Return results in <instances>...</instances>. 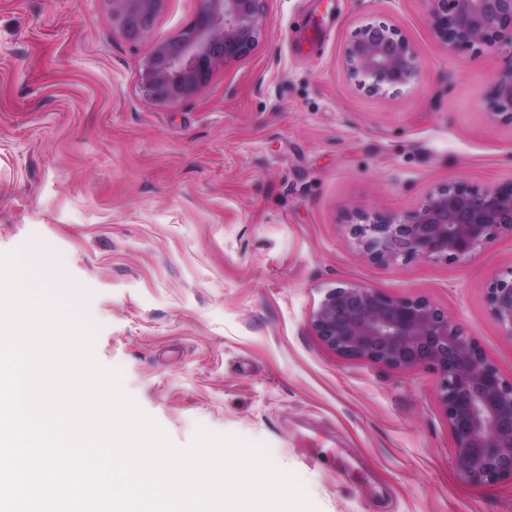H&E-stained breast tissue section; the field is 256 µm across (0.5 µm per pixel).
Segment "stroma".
I'll use <instances>...</instances> for the list:
<instances>
[{
  "mask_svg": "<svg viewBox=\"0 0 512 512\" xmlns=\"http://www.w3.org/2000/svg\"><path fill=\"white\" fill-rule=\"evenodd\" d=\"M197 9L165 0L134 45L106 0H0V253L44 256L175 445L200 426L261 445L320 512H512V484L459 480L438 373L342 357L311 323L336 286L425 298L512 378L486 300L512 233L467 262L388 266L347 234L358 208L512 183V125L477 103L505 55L444 49L427 0H266L249 54L154 103L142 61ZM376 22L417 53L411 89L348 78L345 46Z\"/></svg>",
  "mask_w": 512,
  "mask_h": 512,
  "instance_id": "stroma-1",
  "label": "stroma"
}]
</instances>
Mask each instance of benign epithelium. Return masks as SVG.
Returning a JSON list of instances; mask_svg holds the SVG:
<instances>
[{
  "mask_svg": "<svg viewBox=\"0 0 512 512\" xmlns=\"http://www.w3.org/2000/svg\"><path fill=\"white\" fill-rule=\"evenodd\" d=\"M112 27L138 43L151 35L164 0H108ZM193 21L153 45L140 87L158 104L197 95L213 70L258 43L265 0H198ZM429 25L446 49L507 54V64L478 96L491 122L512 125V0H428ZM348 77L382 95L415 84L421 62L407 38L386 23L362 27L346 45ZM502 231L512 232V185L440 186L396 216L356 212L349 235L382 265L398 261H468ZM491 314L512 338V269L487 288ZM317 336L340 355L398 370L432 369L448 420L458 478L467 484L512 483V379L477 339L425 298L388 296L365 285L329 289L312 318Z\"/></svg>",
  "mask_w": 512,
  "mask_h": 512,
  "instance_id": "7a95c632",
  "label": "benign epithelium"
}]
</instances>
